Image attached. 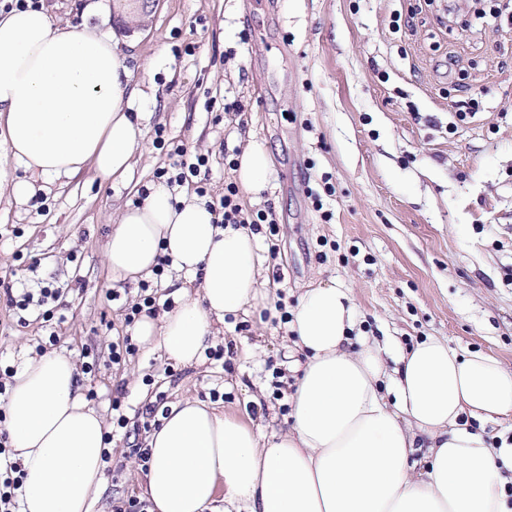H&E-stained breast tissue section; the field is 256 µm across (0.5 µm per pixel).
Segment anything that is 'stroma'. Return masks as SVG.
Returning <instances> with one entry per match:
<instances>
[{
  "label": "stroma",
  "mask_w": 512,
  "mask_h": 512,
  "mask_svg": "<svg viewBox=\"0 0 512 512\" xmlns=\"http://www.w3.org/2000/svg\"><path fill=\"white\" fill-rule=\"evenodd\" d=\"M42 2L57 26L111 35L132 85L157 94L137 105L146 135L123 180L39 178L17 202L24 170L0 137V278L17 295L60 291L49 321L0 293L1 368L55 349L80 367L89 405L108 418L120 399L129 428L146 404L196 400L265 440L285 429L295 384L275 305L333 281L357 306L356 333L396 348L436 336L512 370V0H157L147 13ZM235 100L243 116L224 112ZM250 139L273 163L263 193L240 195L278 222L257 237L268 303L226 318L212 343L222 360L141 347L113 363L144 297L105 260L121 210L171 168L176 144L207 157V192L223 195L237 178L224 157ZM109 451L92 512L143 496L123 432Z\"/></svg>",
  "instance_id": "1"
}]
</instances>
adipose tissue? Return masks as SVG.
Listing matches in <instances>:
<instances>
[{"mask_svg": "<svg viewBox=\"0 0 512 512\" xmlns=\"http://www.w3.org/2000/svg\"><path fill=\"white\" fill-rule=\"evenodd\" d=\"M143 95L97 28H59L41 7L0 12V127L31 174L14 184L17 201L34 196L35 176L88 167L103 179L126 175L144 138L133 110ZM237 174L248 191L266 189L264 145L245 147ZM162 256L201 273L200 292L181 288L176 306L143 316L134 335L179 363L200 362L215 324L268 298L255 235L219 225L205 200L159 183L127 204L105 258L135 281L152 276ZM290 315L303 360L289 427L264 442L204 403L171 405L146 443L149 512H211L219 497L224 512H512V445L494 446L473 429L512 431V371L431 336L396 353L365 341L351 350L357 307L332 283L306 289ZM0 428L27 473L20 512H90L107 484V430L68 355L23 362ZM421 438L428 454L420 462L412 454Z\"/></svg>", "mask_w": 512, "mask_h": 512, "instance_id": "ef3b65f1", "label": "adipose tissue"}]
</instances>
